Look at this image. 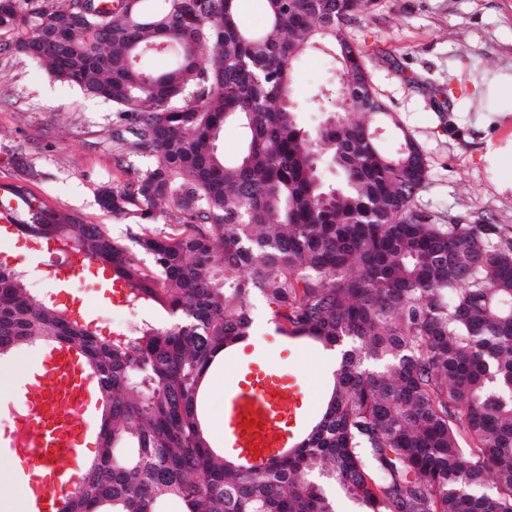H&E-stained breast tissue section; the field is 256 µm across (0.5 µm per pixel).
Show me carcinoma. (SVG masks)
I'll use <instances>...</instances> for the list:
<instances>
[{
	"instance_id": "cac0c4a2",
	"label": "carcinoma",
	"mask_w": 512,
	"mask_h": 512,
	"mask_svg": "<svg viewBox=\"0 0 512 512\" xmlns=\"http://www.w3.org/2000/svg\"><path fill=\"white\" fill-rule=\"evenodd\" d=\"M0 0L5 49L119 113L114 141L146 160L99 190L124 238L76 224L27 187L16 232L112 269L128 300L169 316L102 340L37 301L0 264V356L72 345L101 400L97 454L59 512H512V238L478 216L441 224L413 202L420 144L374 87L347 26L376 0ZM325 46L336 126L298 121L292 69ZM211 49L208 58L199 54ZM171 54L156 73L149 54ZM248 132L228 163L224 126ZM390 128L387 152L372 137ZM168 224L157 230L159 217ZM278 331L342 348L319 419L258 466L210 446L199 395L216 355L245 340L253 301ZM239 22L249 31L262 29L267 22V13L264 1L241 0Z\"/></svg>"
}]
</instances>
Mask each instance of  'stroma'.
Segmentation results:
<instances>
[{
  "label": "stroma",
  "instance_id": "35a3bbf8",
  "mask_svg": "<svg viewBox=\"0 0 512 512\" xmlns=\"http://www.w3.org/2000/svg\"><path fill=\"white\" fill-rule=\"evenodd\" d=\"M364 56L371 82L389 112L422 146L428 178L414 206L441 219L480 213L512 230V192H498L486 153L512 138V115L484 125L480 115L499 109L489 82L512 74V0H378L374 10L348 29ZM333 72L330 60L313 53L295 68L297 100L304 125L333 110L319 91ZM110 104L84 97L56 81L41 65L0 50V184L29 188L59 213L80 224L104 225L112 236L127 233V220L102 212L97 193L129 179L117 160ZM24 250L26 284L33 299L52 297L92 321L99 336L137 335L145 323L162 324L166 314L143 307L127 318L126 289L84 275L60 282L59 262L47 243L25 235L0 245V263L15 265ZM272 304L256 301L252 334L216 362L201 397L210 445L226 452L224 397L233 387L230 370L272 369L294 376L305 403L301 415L316 420L333 386L338 360L333 351L277 330Z\"/></svg>",
  "mask_w": 512,
  "mask_h": 512
}]
</instances>
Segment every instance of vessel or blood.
<instances>
[{"label":"vessel or blood","instance_id":"1","mask_svg":"<svg viewBox=\"0 0 512 512\" xmlns=\"http://www.w3.org/2000/svg\"><path fill=\"white\" fill-rule=\"evenodd\" d=\"M21 207L12 197L9 185H0V242L10 241ZM80 369L75 348L57 349L46 354L44 366L24 390L28 417L14 435L12 446L25 455L31 468H47L60 458L76 453V438L66 432L51 434L45 421L55 414L65 415L81 429H89L93 412L85 401V388L70 390ZM302 393L293 380H284L272 370L253 371L250 380L239 384L224 402V433L238 455L248 459L267 458L269 449L283 448L288 439L277 423L282 408L300 404ZM258 427H251V420ZM76 475L47 481L36 479L31 485L33 512H50L62 500L63 490L72 488Z\"/></svg>","mask_w":512,"mask_h":512}]
</instances>
